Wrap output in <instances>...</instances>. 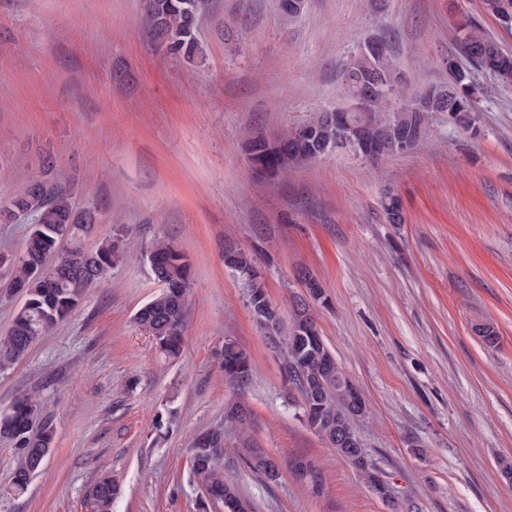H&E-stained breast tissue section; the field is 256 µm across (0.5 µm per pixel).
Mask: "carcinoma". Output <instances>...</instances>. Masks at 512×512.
<instances>
[{
    "label": "carcinoma",
    "instance_id": "1",
    "mask_svg": "<svg viewBox=\"0 0 512 512\" xmlns=\"http://www.w3.org/2000/svg\"><path fill=\"white\" fill-rule=\"evenodd\" d=\"M486 10L505 26L512 27V0H484ZM150 38L172 54L190 59L198 51L197 34L209 21L208 0H146ZM467 32L462 54L477 69L494 76L501 84H512V52L488 39L472 22L463 23ZM397 64L390 48L366 58L350 56L339 76L346 93L364 81L383 85L385 99L366 112L348 113V126L339 128L319 112L310 119L289 126L269 139L251 135L250 162L261 172L278 175L290 168L314 162L337 150L357 153L356 142L343 137L365 127L379 136L402 137L417 144L428 131L431 112L456 113L458 123H470L476 111V88L465 71L448 60L450 81L446 88H430L410 99L400 96L394 72ZM383 209L391 224L403 223L399 199L389 195ZM98 209L88 207L82 214L72 202L71 190L63 184L52 158L43 160L40 175L19 193L0 202V222L8 224L24 217L30 220L25 248L19 254L0 252V267L8 270V285L21 289L22 303L6 332L0 334V372L15 365L39 337L52 331L78 308L89 288L105 281L119 260L117 234H108L98 246L88 249L86 238L96 229ZM146 262L162 291L135 314L136 323L155 340L159 353L176 358L181 352L182 329L188 314L190 268L186 256L172 243L160 240L145 254ZM224 266L235 271L247 295V302L264 336L280 344L278 353L285 364L289 382L300 394V413L305 425L327 441L343 459L365 452L352 428V420L365 414L366 403L354 406L351 389L335 355L325 343L309 306L295 305L289 320L272 304L253 256L234 245L224 247ZM55 268L58 275L47 279L44 270ZM224 381L243 386L251 376L249 356L231 338L224 339L220 352ZM42 407L29 395L16 398L0 408V437L15 442L17 455L11 482L0 488V497L25 494L41 469L55 441L48 422L36 425ZM224 450V430H211L195 439L190 448L189 473L205 481L206 496L225 509L246 510L237 490L224 481L215 467L216 456ZM247 463L273 479L279 465L275 459L253 448ZM117 482L101 475L88 492V512H112L119 494Z\"/></svg>",
    "mask_w": 512,
    "mask_h": 512
}]
</instances>
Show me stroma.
<instances>
[{
  "instance_id": "1",
  "label": "stroma",
  "mask_w": 512,
  "mask_h": 512,
  "mask_svg": "<svg viewBox=\"0 0 512 512\" xmlns=\"http://www.w3.org/2000/svg\"><path fill=\"white\" fill-rule=\"evenodd\" d=\"M213 7L188 61L150 40L144 0H0V200L53 157L75 206L99 208L86 246L116 228L129 252L0 372V406L34 396L56 431L27 493L0 512H88L105 472L120 486L112 512H224L188 474L193 439L218 426L216 466L251 512H512L500 469L512 461V85L470 70L472 128L434 113L425 139L376 167L340 150L269 177L244 143L246 130L273 137L346 104L339 68L366 40L390 45L411 93L447 84L461 20L511 52L512 29L484 0H305L290 20L277 0ZM388 191L403 223L386 219ZM159 239L190 263L174 360L134 322L161 290L140 258ZM228 240L254 254L283 313L306 297L298 268L320 281L310 312L366 401L355 429L392 501L304 425L224 266ZM228 337L251 360L242 388L224 380ZM233 402L246 423L226 416ZM248 448L279 459L276 479L247 466Z\"/></svg>"
}]
</instances>
